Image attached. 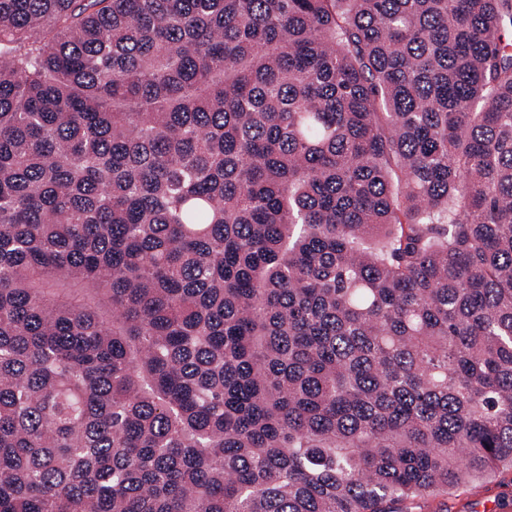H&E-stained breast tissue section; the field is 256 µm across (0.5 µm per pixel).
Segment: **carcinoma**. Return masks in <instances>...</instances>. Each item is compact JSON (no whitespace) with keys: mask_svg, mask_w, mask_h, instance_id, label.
Wrapping results in <instances>:
<instances>
[{"mask_svg":"<svg viewBox=\"0 0 512 512\" xmlns=\"http://www.w3.org/2000/svg\"><path fill=\"white\" fill-rule=\"evenodd\" d=\"M505 468L512 0H0V512Z\"/></svg>","mask_w":512,"mask_h":512,"instance_id":"1","label":"carcinoma"}]
</instances>
